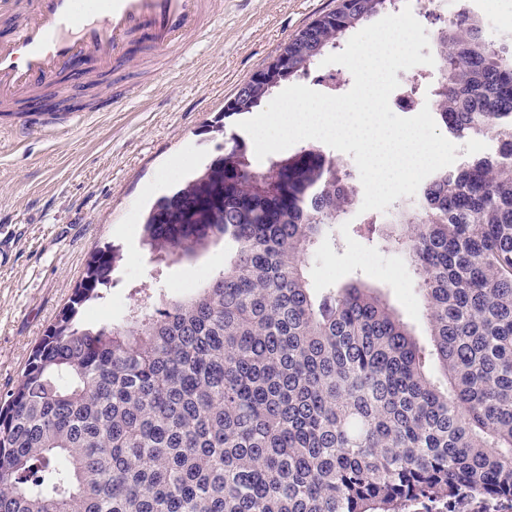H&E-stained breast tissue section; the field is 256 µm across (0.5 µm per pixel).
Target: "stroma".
<instances>
[{
    "label": "stroma",
    "instance_id": "obj_1",
    "mask_svg": "<svg viewBox=\"0 0 512 512\" xmlns=\"http://www.w3.org/2000/svg\"><path fill=\"white\" fill-rule=\"evenodd\" d=\"M338 0H224L209 36L176 70L160 68L145 89L110 112H64L52 135H22L0 117V238L12 243L0 267V394L20 379L32 348L56 321L105 243L123 255L91 323L118 319L135 287L161 294L218 270L215 246L163 276L141 243L142 214L161 195L224 151V102L284 42ZM357 212L334 225L306 260L313 288L363 280L380 288L430 345L418 280L399 253L356 237ZM402 276H392V268Z\"/></svg>",
    "mask_w": 512,
    "mask_h": 512
}]
</instances>
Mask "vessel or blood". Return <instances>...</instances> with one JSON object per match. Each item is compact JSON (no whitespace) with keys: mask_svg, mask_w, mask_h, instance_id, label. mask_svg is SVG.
<instances>
[{"mask_svg":"<svg viewBox=\"0 0 512 512\" xmlns=\"http://www.w3.org/2000/svg\"><path fill=\"white\" fill-rule=\"evenodd\" d=\"M223 0H0L9 20L0 37V108L20 106L14 124L31 133L48 125L44 92L82 72L91 86L107 81L113 102L130 91L118 67L134 54L184 61L205 37Z\"/></svg>","mask_w":512,"mask_h":512,"instance_id":"1","label":"vessel or blood"}]
</instances>
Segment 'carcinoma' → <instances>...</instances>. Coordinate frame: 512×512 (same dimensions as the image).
Here are the masks:
<instances>
[{"instance_id": "1", "label": "carcinoma", "mask_w": 512, "mask_h": 512, "mask_svg": "<svg viewBox=\"0 0 512 512\" xmlns=\"http://www.w3.org/2000/svg\"><path fill=\"white\" fill-rule=\"evenodd\" d=\"M398 0H339L291 36L279 83ZM478 16L435 38L436 118L491 156L431 174L378 219L418 277L425 350L356 281L317 291L305 257L355 205L316 146L260 168L244 138L158 198L142 245L157 274L224 242L191 291L142 288L88 323L122 260L97 248L57 320L0 396V512H402L467 487L512 498V62ZM274 89L250 78L224 117Z\"/></svg>"}]
</instances>
